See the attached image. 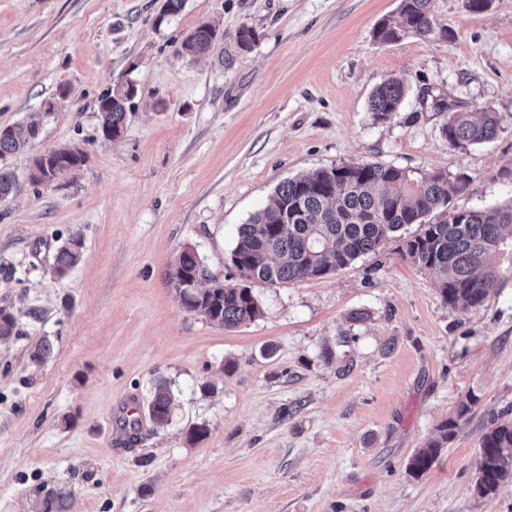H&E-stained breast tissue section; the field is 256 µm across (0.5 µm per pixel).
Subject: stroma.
<instances>
[{"label":"stroma","mask_w":512,"mask_h":512,"mask_svg":"<svg viewBox=\"0 0 512 512\" xmlns=\"http://www.w3.org/2000/svg\"><path fill=\"white\" fill-rule=\"evenodd\" d=\"M162 3L0 0V126H39L0 201V308L19 330L0 341V512H30L43 488L65 489L70 512H512V483L472 491L487 421L512 411L511 245L492 256L502 277L476 310L444 304L402 256L413 224L333 275L253 284L263 315L236 328L187 312L170 285L188 246L238 283L239 226L281 182L332 165L463 172L454 207L511 201L498 173L512 168V0L482 13L432 0L443 36L396 43L371 32L399 0H186L163 21ZM203 23L222 41L179 55ZM243 26L256 34L247 50ZM390 78L406 96L379 123L368 102ZM126 79L139 94L109 140L96 100ZM426 87L497 113V137L451 147L445 113L420 103ZM67 145L85 162L33 184V156ZM72 234L83 257L60 278L51 266ZM355 310L366 319L351 323ZM44 338L52 354L37 365ZM159 378L176 396L164 426L145 410ZM469 394L468 422L410 474ZM200 424L208 435L188 443ZM477 400L478 398L473 395L461 401L454 415L437 425L433 436L427 440L423 448L417 450L410 461L409 469L414 475L419 476L432 468L439 456L440 449L447 447L448 442L455 438L460 422L468 420L472 406Z\"/></svg>","instance_id":"obj_1"}]
</instances>
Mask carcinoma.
<instances>
[{"instance_id":"cac0c4a2","label":"carcinoma","mask_w":512,"mask_h":512,"mask_svg":"<svg viewBox=\"0 0 512 512\" xmlns=\"http://www.w3.org/2000/svg\"><path fill=\"white\" fill-rule=\"evenodd\" d=\"M435 34L432 0H400L395 15L377 23L376 42H396L403 36ZM222 39L218 29L201 24L188 32L180 53L191 59L208 54ZM138 95L127 80L97 100L101 134H121L128 104ZM405 86L388 79L370 96L369 110L377 122H386L399 111ZM499 119L494 112L456 111L442 133L454 147L482 144L494 139ZM38 136L34 123L0 127V200L15 187L8 167L10 156L30 147ZM84 160L78 147L51 149L36 156L30 179L53 182ZM470 184L464 173L433 171L413 178L402 168L375 162L341 163L311 175H299L279 184L265 206L239 228L230 262L248 279L276 285L303 279L324 278L376 251L409 224L418 232L404 240L403 257L436 274L442 301L464 309L481 307L497 291L500 271L490 256L512 239V202L485 210L458 209L454 197ZM82 240L72 237L57 250L54 273L62 277L82 258ZM170 283L186 311L226 328L255 321L263 309L249 287L230 288L213 272L194 248L179 253L172 265ZM16 332L13 313L0 308V339ZM174 394L164 380L155 383L147 409L151 420L166 424ZM477 397L459 403L452 417L442 421L426 444L413 455L409 469L417 476L435 464L440 449L448 446L468 420ZM512 482V420L494 418L479 442L474 492L487 497ZM34 512H70L69 495L49 491L38 498Z\"/></svg>"}]
</instances>
